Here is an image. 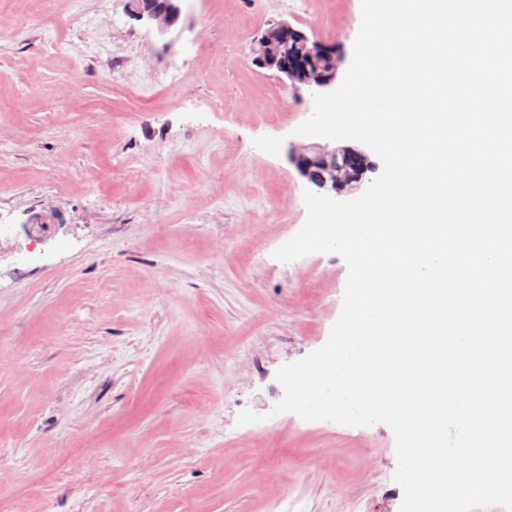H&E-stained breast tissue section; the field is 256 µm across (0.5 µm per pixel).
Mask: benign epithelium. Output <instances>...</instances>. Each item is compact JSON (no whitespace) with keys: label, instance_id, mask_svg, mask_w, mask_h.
I'll use <instances>...</instances> for the list:
<instances>
[{"label":"benign epithelium","instance_id":"7a95c632","mask_svg":"<svg viewBox=\"0 0 512 512\" xmlns=\"http://www.w3.org/2000/svg\"><path fill=\"white\" fill-rule=\"evenodd\" d=\"M128 9L138 19H146L156 23L159 33L164 34L175 27L181 17L179 0H128ZM301 49L292 55L287 62V67L277 66L276 49L274 39L265 36L258 40V46L253 49L255 62L261 67H275V71L285 76L289 81V87L298 92L304 87L328 88L336 83L341 58H336L333 63V71L322 80L311 84L308 81L310 63L319 56H331L333 51L328 50L322 44L309 40L302 32H297ZM356 156L368 159V155L350 146L331 148L322 144L291 145L288 148V159L300 174L317 188L334 194L336 197L347 196L352 190L359 189L363 184L362 176L351 172L348 161ZM321 167V177L312 179L313 169ZM354 189H348L349 185Z\"/></svg>","mask_w":512,"mask_h":512}]
</instances>
